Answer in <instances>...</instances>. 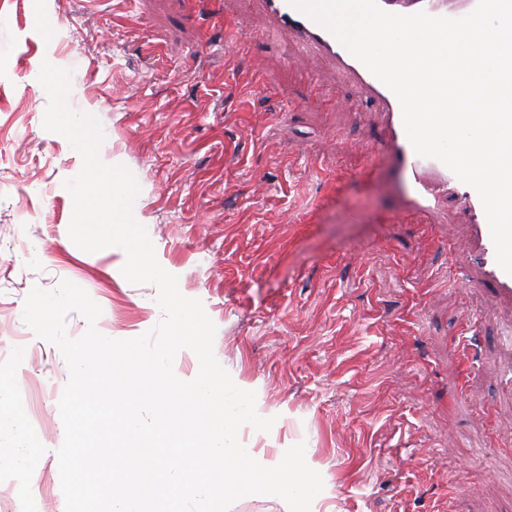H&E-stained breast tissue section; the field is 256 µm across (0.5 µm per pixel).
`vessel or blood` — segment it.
I'll return each mask as SVG.
<instances>
[{
	"instance_id": "1",
	"label": "vessel or blood",
	"mask_w": 512,
	"mask_h": 512,
	"mask_svg": "<svg viewBox=\"0 0 512 512\" xmlns=\"http://www.w3.org/2000/svg\"><path fill=\"white\" fill-rule=\"evenodd\" d=\"M478 0H378L390 13L410 15L420 11L436 17L458 18L467 15ZM266 13L288 31L298 47L335 60L338 72L351 76L363 90L367 101L386 118L385 132L371 148L368 161L377 168L397 171L406 179L405 207L395 217L405 222L411 217H427L439 211L448 197H455L473 235V248L448 247V263L456 274L467 275L478 267L498 296L512 300V275L497 263L489 224L474 188L461 182L441 161L418 156L403 125L402 109L396 95L367 67L355 58L323 25L295 9L289 0H262Z\"/></svg>"
}]
</instances>
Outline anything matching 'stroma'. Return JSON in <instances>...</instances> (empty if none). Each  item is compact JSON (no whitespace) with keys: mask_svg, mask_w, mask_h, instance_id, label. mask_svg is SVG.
I'll list each match as a JSON object with an SVG mask.
<instances>
[{"mask_svg":"<svg viewBox=\"0 0 512 512\" xmlns=\"http://www.w3.org/2000/svg\"><path fill=\"white\" fill-rule=\"evenodd\" d=\"M216 2L213 15L194 0H0V335L24 339L0 364V408L25 418L0 421V483L28 512H65L69 370L23 320L32 288L74 282L112 339L162 318L121 248L68 235L64 182L83 161L43 127L47 61L69 74L70 109L100 121V161L135 176L133 217L216 325V359L274 418L243 426L242 445L272 458L304 444L332 512H512V396L494 370L512 303L476 267L446 283L447 246L469 237L459 204L395 223L402 180L366 164L383 114L332 59L298 57L261 0ZM229 28L252 46L233 72ZM257 68L266 86L242 94ZM31 448L34 471L19 464Z\"/></svg>","mask_w":512,"mask_h":512,"instance_id":"stroma-1","label":"stroma"}]
</instances>
